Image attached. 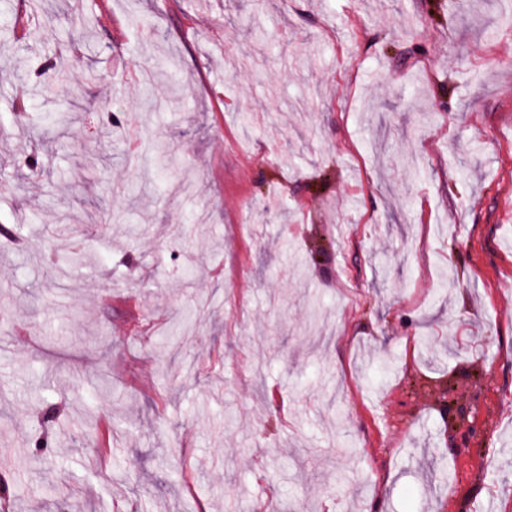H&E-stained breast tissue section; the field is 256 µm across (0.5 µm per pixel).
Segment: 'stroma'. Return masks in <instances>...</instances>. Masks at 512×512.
<instances>
[{
    "instance_id": "stroma-1",
    "label": "stroma",
    "mask_w": 512,
    "mask_h": 512,
    "mask_svg": "<svg viewBox=\"0 0 512 512\" xmlns=\"http://www.w3.org/2000/svg\"><path fill=\"white\" fill-rule=\"evenodd\" d=\"M502 8L0 0L10 512H512Z\"/></svg>"
}]
</instances>
